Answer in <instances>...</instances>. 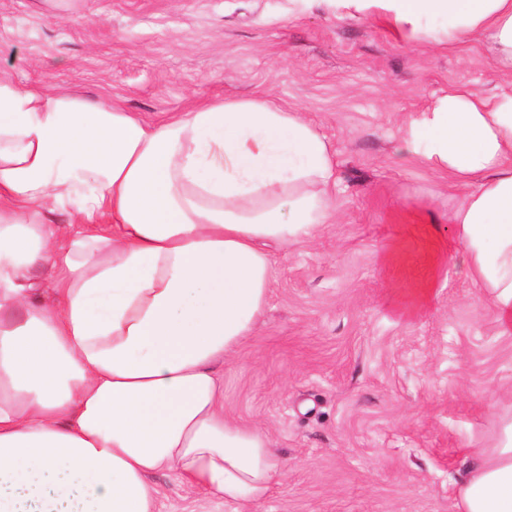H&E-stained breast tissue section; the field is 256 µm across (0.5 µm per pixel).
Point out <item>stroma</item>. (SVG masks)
<instances>
[{
  "instance_id": "35a3bbf8",
  "label": "stroma",
  "mask_w": 512,
  "mask_h": 512,
  "mask_svg": "<svg viewBox=\"0 0 512 512\" xmlns=\"http://www.w3.org/2000/svg\"><path fill=\"white\" fill-rule=\"evenodd\" d=\"M0 71L77 86L157 122L211 97L303 113L336 154V221L272 246L266 312L221 370L224 412L265 434L280 471L255 512H459L461 451L512 413V335L456 256L426 270L463 190L397 151L449 84L492 95L487 52L396 38L327 0H0ZM430 273L418 316L397 288ZM157 512H235L173 474Z\"/></svg>"
}]
</instances>
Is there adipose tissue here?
<instances>
[{"label":"adipose tissue","mask_w":512,"mask_h":512,"mask_svg":"<svg viewBox=\"0 0 512 512\" xmlns=\"http://www.w3.org/2000/svg\"><path fill=\"white\" fill-rule=\"evenodd\" d=\"M331 2L406 40L482 44L512 75V0ZM398 151L464 189L450 246L512 335V91L449 84ZM333 171L315 126L264 98L151 124L0 75V512H154L163 471L242 512L266 500L276 455L225 415L216 367L262 316L267 245L335 220ZM455 487L461 512H512V415Z\"/></svg>","instance_id":"adipose-tissue-1"}]
</instances>
